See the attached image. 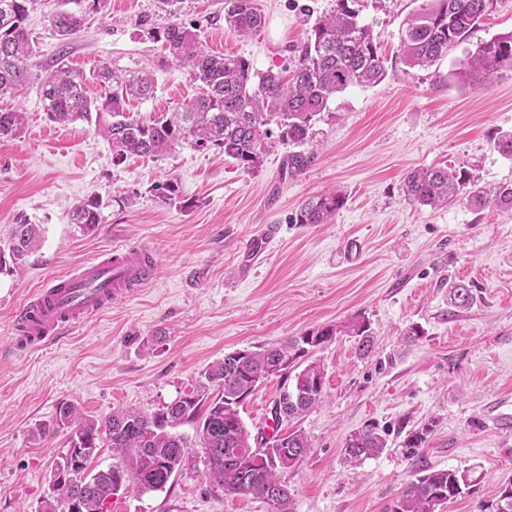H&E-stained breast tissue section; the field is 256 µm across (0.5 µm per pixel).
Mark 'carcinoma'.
Instances as JSON below:
<instances>
[{
    "mask_svg": "<svg viewBox=\"0 0 512 512\" xmlns=\"http://www.w3.org/2000/svg\"><path fill=\"white\" fill-rule=\"evenodd\" d=\"M38 0H0V98L11 97L30 79V45L26 20ZM105 0H75L77 9L50 17L54 32L64 40L80 31L87 15ZM165 20L141 22L145 37L160 42L170 62L189 69L201 92L177 112L155 119L126 114L133 98H147L154 90L153 73L144 66L116 73L102 64L90 76L63 63L40 86L44 112L60 125L95 122L112 145L113 158L159 157L186 143L199 150L215 148L246 173L258 169L264 153L276 144L290 148L282 175L295 176L314 159V125L329 101L353 87H370L386 76L384 61L371 28L358 20L355 0H336V8L318 18L295 46L298 59L291 78L269 69L256 70L237 54L207 51L196 28L177 19L172 6L181 0H158ZM495 0H425L403 23L400 58L411 69H428L467 43L470 33L492 12ZM265 14L256 0H224V25L238 37L262 30ZM506 69L512 70V32L498 34L466 48L459 76L487 85ZM23 112H0V139L17 137L24 128ZM402 190L415 204L438 207L458 202L512 209V183L481 186L466 169L420 168L404 178ZM345 203L336 191L305 200L295 215L297 224H327ZM71 223L84 232L100 224V201L89 197L72 210ZM9 253L0 251V267L12 263L21 270L40 240V228L24 218L15 222ZM451 306L465 310L475 301L472 288L462 282L448 288ZM339 333L357 340L362 356L372 353L374 331L366 321L340 327L325 326L258 350L234 351L207 368L198 390L146 414L122 409L105 418H89L78 407L62 402L51 423L35 425L34 433L48 437L62 431L68 449L55 462L52 496L41 512H106L107 502L120 490L163 489L182 468L187 453L184 439L173 432L182 420L199 419V443L209 476L227 493L265 501L272 512H291V493L279 473L293 467L312 447L295 431L259 441L243 424L238 407L272 376L290 380L273 406L274 422L294 419L323 401L324 370L320 361L305 362L312 349L331 342ZM211 390L212 395L203 394ZM429 422L407 433L404 447L422 448L433 433ZM388 431L367 424L345 442L348 462L359 464L379 455ZM110 448L120 463L93 473L88 466L101 449ZM465 474L450 469L418 466L393 501L391 512H441L443 505L463 494ZM494 512H512V480L497 486Z\"/></svg>",
    "mask_w": 512,
    "mask_h": 512,
    "instance_id": "cac0c4a2",
    "label": "carcinoma"
}]
</instances>
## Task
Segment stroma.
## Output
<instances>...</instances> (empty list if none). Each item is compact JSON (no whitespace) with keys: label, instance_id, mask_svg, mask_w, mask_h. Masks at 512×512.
Returning <instances> with one entry per match:
<instances>
[{"label":"stroma","instance_id":"1","mask_svg":"<svg viewBox=\"0 0 512 512\" xmlns=\"http://www.w3.org/2000/svg\"><path fill=\"white\" fill-rule=\"evenodd\" d=\"M65 0H39L28 18L31 77L1 109L26 115L20 136L0 139V249L17 218L40 225L42 240L22 272L0 270V512H40L52 468L68 448L65 433L31 429L50 422L59 402L103 418L147 413L192 391L205 370L236 350L268 346L310 330L365 318L375 351L338 335L315 350L325 372L323 402L280 433L304 432L309 453L284 479L293 512H389L415 461L465 473L467 493L445 512H481L512 478V210L409 201L406 174L440 165L465 168L481 183H512V159L493 147L512 130V71L492 85L457 81L465 57L452 51L428 70L398 53L402 25L422 0H359L385 59L378 85L336 96L316 125L315 160L282 178L286 147L276 146L245 173L216 150L187 145L154 160L114 161L94 124L48 120L40 84L56 65L92 74L153 65L155 92L131 101L133 118L175 111L198 92L187 69L163 62L161 44L136 26L156 15L155 0H107L61 45L49 16ZM265 27L241 39L224 25L220 0H182L178 18L197 26L209 51L239 54L259 71H284L294 45L335 0H260ZM173 181L165 201L158 184ZM335 189L344 207L327 224L293 217L314 194ZM102 201L101 222L83 233L70 222L78 201ZM276 226L265 251L246 247L261 226ZM147 248L156 276L134 296L76 326L64 340L32 351L13 345L11 315L52 278L107 255L117 244ZM469 284L476 301L452 311L448 285ZM423 334L409 343L410 326ZM281 378L265 381L239 408L251 435L269 430ZM434 422L424 448L409 453L405 431ZM389 431L388 445L361 464L344 458L347 437L367 423ZM188 446L183 468L160 491L127 489L107 512H270L259 500L223 492L207 477L197 424L178 425Z\"/></svg>","mask_w":512,"mask_h":512}]
</instances>
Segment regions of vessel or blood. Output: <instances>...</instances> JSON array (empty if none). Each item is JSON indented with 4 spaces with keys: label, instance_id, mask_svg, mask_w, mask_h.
Wrapping results in <instances>:
<instances>
[{
    "label": "vessel or blood",
    "instance_id": "1",
    "mask_svg": "<svg viewBox=\"0 0 512 512\" xmlns=\"http://www.w3.org/2000/svg\"><path fill=\"white\" fill-rule=\"evenodd\" d=\"M154 271V260L140 247H113L106 257L88 260L73 275L37 290L14 315L15 343L33 350L61 340L76 324L134 295L152 280Z\"/></svg>",
    "mask_w": 512,
    "mask_h": 512
}]
</instances>
